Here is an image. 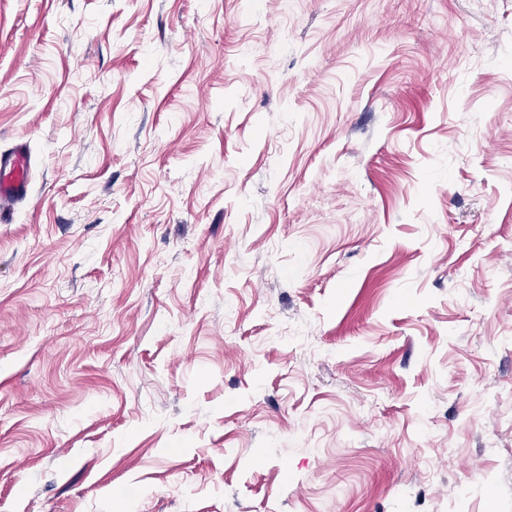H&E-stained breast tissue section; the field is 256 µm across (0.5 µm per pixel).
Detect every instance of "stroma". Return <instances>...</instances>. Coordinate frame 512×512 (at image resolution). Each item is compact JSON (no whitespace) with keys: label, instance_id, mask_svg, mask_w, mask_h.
I'll return each mask as SVG.
<instances>
[{"label":"stroma","instance_id":"1","mask_svg":"<svg viewBox=\"0 0 512 512\" xmlns=\"http://www.w3.org/2000/svg\"><path fill=\"white\" fill-rule=\"evenodd\" d=\"M0 512H512V0H0ZM30 156L24 143L0 150V222L11 219L15 202L28 195Z\"/></svg>","mask_w":512,"mask_h":512}]
</instances>
